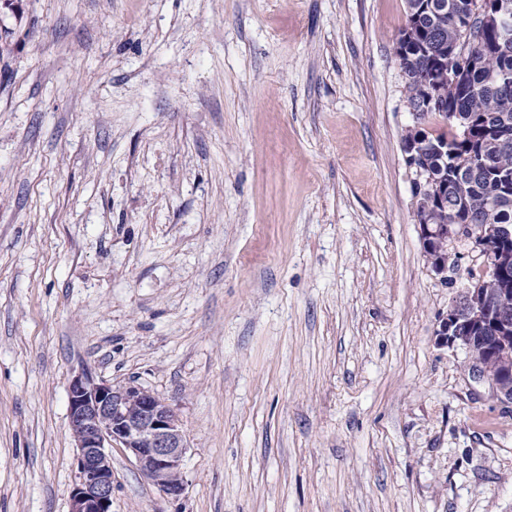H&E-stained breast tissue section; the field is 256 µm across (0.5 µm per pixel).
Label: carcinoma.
I'll return each instance as SVG.
<instances>
[{
  "instance_id": "cac0c4a2",
  "label": "carcinoma",
  "mask_w": 512,
  "mask_h": 512,
  "mask_svg": "<svg viewBox=\"0 0 512 512\" xmlns=\"http://www.w3.org/2000/svg\"><path fill=\"white\" fill-rule=\"evenodd\" d=\"M475 0H407V22L396 47L408 102L424 128L404 141L418 144L431 179L414 191L416 217L429 213L478 233L492 224L512 226V47L502 46L493 14L478 26L473 59L442 76L450 48L474 26Z\"/></svg>"
}]
</instances>
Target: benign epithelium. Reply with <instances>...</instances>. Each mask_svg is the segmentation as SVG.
<instances>
[{"instance_id":"7a95c632","label":"benign epithelium","mask_w":512,"mask_h":512,"mask_svg":"<svg viewBox=\"0 0 512 512\" xmlns=\"http://www.w3.org/2000/svg\"><path fill=\"white\" fill-rule=\"evenodd\" d=\"M428 265L448 281L458 270L466 241L481 257L491 255V239L484 232L467 234L455 224L418 221ZM478 281H470L448 307L437 330L442 343L463 349L473 365L483 358L496 360L499 372L482 371L497 399L512 404V279H500L494 265ZM69 420L77 455V476L70 512H112L110 448L125 449L136 468L167 497L178 500L186 489L182 465L187 444L174 410L154 393L135 383H97L87 374L73 377L68 391Z\"/></svg>"}]
</instances>
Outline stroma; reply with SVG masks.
<instances>
[{"mask_svg":"<svg viewBox=\"0 0 512 512\" xmlns=\"http://www.w3.org/2000/svg\"><path fill=\"white\" fill-rule=\"evenodd\" d=\"M406 0H0V512H70L68 388L165 400L112 512H512V407L442 344Z\"/></svg>","mask_w":512,"mask_h":512,"instance_id":"35a3bbf8","label":"stroma"}]
</instances>
